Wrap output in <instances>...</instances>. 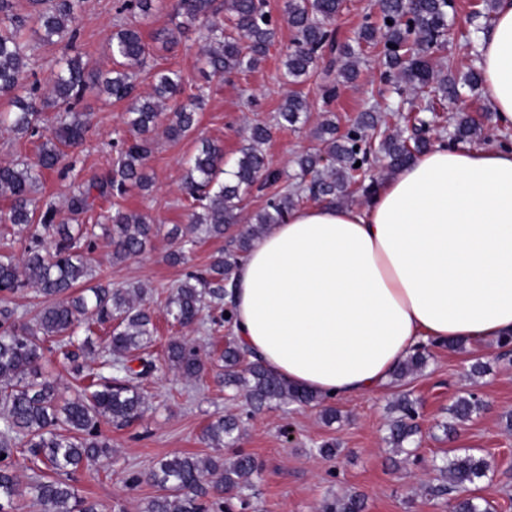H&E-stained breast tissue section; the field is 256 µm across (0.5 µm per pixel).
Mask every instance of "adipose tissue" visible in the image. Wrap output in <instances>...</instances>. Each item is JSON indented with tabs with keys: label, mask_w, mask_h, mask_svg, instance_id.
Segmentation results:
<instances>
[{
	"label": "adipose tissue",
	"mask_w": 512,
	"mask_h": 512,
	"mask_svg": "<svg viewBox=\"0 0 512 512\" xmlns=\"http://www.w3.org/2000/svg\"><path fill=\"white\" fill-rule=\"evenodd\" d=\"M483 94L512 131V0L480 41ZM233 332L330 400L384 387L430 342L512 337V147L438 142L360 206L291 210L234 274Z\"/></svg>",
	"instance_id": "1"
}]
</instances>
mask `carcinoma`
I'll use <instances>...</instances> for the list:
<instances>
[{
  "mask_svg": "<svg viewBox=\"0 0 512 512\" xmlns=\"http://www.w3.org/2000/svg\"><path fill=\"white\" fill-rule=\"evenodd\" d=\"M343 0H286L288 23L299 34V46L286 55L285 76L293 83L304 81L314 71L329 44L328 25L339 14ZM30 13L15 12L13 0H0V96L15 108L12 117H0L9 128L25 137H42L36 162L0 165V197L10 201L8 220L24 238L22 257L0 256V292L16 293L30 287L41 297L40 307L30 325L17 323V310L0 306V403L3 404V429L0 430V512H15L29 498L41 512H98V504L80 495L70 483L57 478H42L25 483L15 470V458L22 449L41 460L54 474L89 468L112 453L111 441L103 435V420L126 425L144 412L145 399L140 385L153 373V361L144 356L152 342L155 326L149 310L141 304L142 293L108 284L89 286L74 296L78 283L92 276L85 251L93 248L94 231L81 224L60 220V212L49 202L39 204L31 196L33 187L48 172L67 167V148L77 146L90 128L89 113L79 109L85 93L97 88L111 98L128 99L127 125L131 138L121 142L115 168L102 177L72 192L66 200L67 212L78 216L93 209L95 200L123 193L130 187L147 190L152 178L147 161L152 152L153 133L166 102L183 91V77L176 70L154 75L153 92H137L136 72L148 64L149 53L139 30L119 25L112 32L110 45L113 67L107 72L89 70L76 52L79 29L76 25L80 0H29ZM382 26L364 25L358 43H381L384 66L381 79L402 93V85L427 88L425 112L436 105L452 102L458 95V82L451 60L446 70L437 71L425 53L443 44L448 29V0H376ZM224 9L215 0H175L177 27L199 26L206 30L207 48L202 72L224 77L254 70L267 56L277 24L266 11L265 0H223ZM155 10L154 0H120L117 12L148 17ZM392 24H387V21ZM38 25L39 40L68 36L71 53L56 61L57 70L50 94L41 93L39 82L30 80L22 39L29 22ZM413 42L416 49L407 47ZM341 61L339 77L350 82L357 77L359 52L352 45L336 46ZM65 105L57 113L50 135L41 132L46 109ZM203 95L194 94L173 112L163 134L171 141L194 132L196 112ZM309 104L303 96H286L279 120L294 126L303 120ZM414 134L408 138L378 129V117L363 113L341 138L336 123L325 120L315 133L321 147L298 158L296 190H306L315 199L340 200L351 195L359 177L356 163L369 162L370 140L380 138V149L388 168L397 169L410 162L414 154L432 146L428 127L434 120L416 118ZM477 128L458 118L450 134L456 142H468ZM271 137V129L260 123L249 127L247 144L230 170L224 169V151L210 140H203L187 160L183 189L197 202L186 228L174 226L168 236L175 242L194 243L208 238H225L224 251L216 255L203 273L191 272L173 287L165 311L182 327L195 324L206 306L215 305L226 312L224 322L232 320L224 303L226 288L241 257L251 242L271 224H280L295 207L294 194L276 193L265 209L255 215V223H239L241 203L253 188L279 181L280 175L269 167L260 150ZM104 234L110 238L112 257L125 261L145 249L154 227L146 216L120 209L105 216ZM90 318L111 328L99 371L85 368L79 359L93 353L90 337L79 339L75 328ZM52 341L72 364L76 374L90 382L75 396L64 399L55 383L42 373L45 343ZM430 356L425 347L406 359L396 370L394 380L402 381L422 370ZM171 367L187 379L201 375L205 360L200 350L186 341H173L168 347ZM224 386L244 393L251 408L299 404L321 408L323 418H338L335 407L312 392L288 385V382L258 363L246 361V355L234 340L224 345ZM480 409V401L471 394L459 398L450 408L452 418L462 422ZM396 416L388 426L386 441L400 452L411 454L409 445L417 433L416 404L404 394L392 404ZM239 419L229 415L210 422L203 437L214 448H232L239 439ZM257 470L256 459L239 452L229 460L222 457L201 460L195 456H174L160 461L148 474V480L162 490L150 499L144 512H211L223 509V503L237 499L241 508L248 503L243 491ZM442 484L433 492L448 496V512H490L488 502L476 495L456 497L453 492L470 490L492 473V462L465 450L452 452L439 466ZM364 499L358 494L338 496L327 503L324 512H363Z\"/></svg>",
  "mask_w": 512,
  "mask_h": 512,
  "instance_id": "cac0c4a2",
  "label": "carcinoma"
}]
</instances>
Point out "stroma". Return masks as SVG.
I'll return each mask as SVG.
<instances>
[{"mask_svg": "<svg viewBox=\"0 0 512 512\" xmlns=\"http://www.w3.org/2000/svg\"><path fill=\"white\" fill-rule=\"evenodd\" d=\"M117 4L118 0L81 2L78 46L90 68H111L112 31L132 20L131 15L118 13ZM171 4L172 0H162L154 15L140 26L150 61L148 68L137 74L138 90H151L155 71L177 70L185 79V95L203 93L205 105L197 114L193 136L174 142L155 132L148 159L153 181L150 190L135 188L112 197L110 202L96 201L93 210L80 218L89 227L102 223L104 211L113 205L148 216L162 230L140 256L131 260H113L111 246L100 237L87 254L97 281L145 290V304L153 313L157 330L147 349L155 371L142 385L145 410L128 426L102 423V432L112 442V455L101 460L97 468L76 473L75 486L80 494L95 500L99 512H142L144 503L158 493L147 479L156 463L176 455L213 456V448L203 438L205 426L219 416L237 415L242 419V430L236 449L252 454L259 464L244 492L249 503L246 512H320L325 500L346 494L362 495L365 512H448L447 499L430 492L437 483L436 467L446 452L474 448L489 456L494 467L491 478L480 483L479 496L490 504L492 512H512V428L505 426V415L512 412V352L504 353L497 344L460 350L432 347L417 376L389 382L372 394L336 402L340 417L332 423L326 422L316 407H278L247 416L243 396L225 389L216 364L197 379L183 378L171 368L167 360L171 340H187L214 361L225 343L220 310L204 309L199 321L188 328L174 324L164 312L171 288L188 272L206 268L225 245L221 239H206L190 247L187 263L173 265L164 259L171 248L167 231L191 221L193 206L181 185L184 162L194 153L197 139L220 143L225 163L233 164L249 125L272 124L285 97L300 92L309 102L305 121L293 128H275L263 147L272 169L292 176L298 171L297 159L317 148L315 132L326 117H334L339 130L347 131L361 112L384 102L387 96L379 81L384 56L378 44L364 47L356 80L337 83L333 98L322 95L324 84L336 76L335 68L328 65H321L301 85L289 83L283 60L298 41L284 19L285 0H267L278 30L267 57L256 69L228 78L203 77L199 59L204 41L196 27L185 29L173 45H162L156 39L158 32L175 26ZM484 9L485 0H455L454 8L448 11V43L444 51L432 53V63H440L448 55L455 60L457 74L473 68L471 50L460 32ZM368 20H380L374 0H344L333 23L338 41L356 43ZM84 104L92 112V129L77 150L79 161L67 176H46L38 198L63 201L73 189L106 173L116 163L110 144L127 134L126 102L108 101L90 92ZM459 115L480 129L474 146L512 142V131L499 130L482 91L460 86L458 99L439 113L437 121L445 126L450 117ZM478 361L485 371L475 375L471 366ZM400 393L419 401L420 432L409 456L395 454L385 441L391 403ZM471 393L481 400L480 410L456 424L454 434H445L443 426L451 422L450 407ZM324 441L337 442L335 456L318 453L317 447ZM134 475L141 478L135 485L129 482Z\"/></svg>", "mask_w": 512, "mask_h": 512, "instance_id": "35a3bbf8", "label": "stroma"}]
</instances>
